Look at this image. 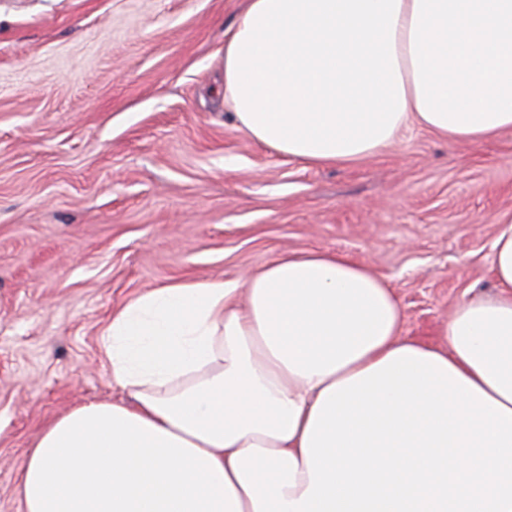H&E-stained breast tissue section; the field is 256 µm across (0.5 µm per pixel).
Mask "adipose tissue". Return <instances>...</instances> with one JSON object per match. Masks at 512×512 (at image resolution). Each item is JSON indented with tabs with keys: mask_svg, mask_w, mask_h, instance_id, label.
Returning a JSON list of instances; mask_svg holds the SVG:
<instances>
[{
	"mask_svg": "<svg viewBox=\"0 0 512 512\" xmlns=\"http://www.w3.org/2000/svg\"><path fill=\"white\" fill-rule=\"evenodd\" d=\"M224 104L257 144L348 166L414 124L512 130V0H245ZM497 292L410 340L390 286L319 249L172 281L103 335L121 402L50 421L26 512H512V224Z\"/></svg>",
	"mask_w": 512,
	"mask_h": 512,
	"instance_id": "1",
	"label": "adipose tissue"
}]
</instances>
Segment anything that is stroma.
<instances>
[{"mask_svg": "<svg viewBox=\"0 0 512 512\" xmlns=\"http://www.w3.org/2000/svg\"><path fill=\"white\" fill-rule=\"evenodd\" d=\"M242 4L0 0V512H25L16 487L48 422L123 399L102 335L151 288L339 251L425 343L495 291L512 131L473 143L412 125L349 167L277 155L224 106Z\"/></svg>", "mask_w": 512, "mask_h": 512, "instance_id": "1", "label": "stroma"}]
</instances>
